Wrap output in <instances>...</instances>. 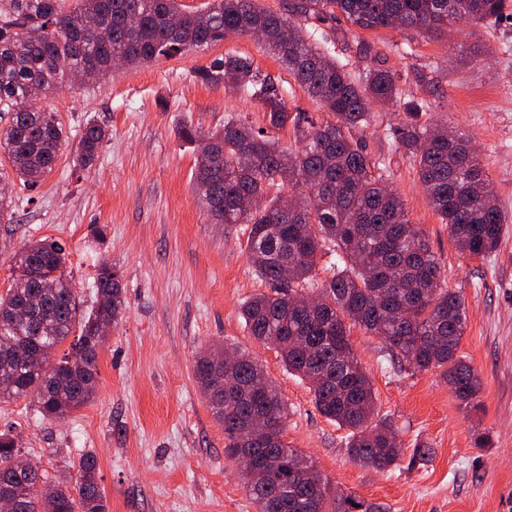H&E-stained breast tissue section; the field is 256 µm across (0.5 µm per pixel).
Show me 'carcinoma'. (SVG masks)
Segmentation results:
<instances>
[{
	"label": "carcinoma",
	"instance_id": "obj_1",
	"mask_svg": "<svg viewBox=\"0 0 512 512\" xmlns=\"http://www.w3.org/2000/svg\"><path fill=\"white\" fill-rule=\"evenodd\" d=\"M0 0V132L25 187L36 189L53 171L63 127L52 112L34 107L32 90L51 92L73 73L101 84L114 69L150 64L209 46L230 36L260 42L335 121L316 123L288 112L285 90L254 67L253 60L226 53L200 71V81L222 84L264 112L266 127L232 114L224 128L207 135L194 191L216 224H247L248 259L273 293L245 302L241 316L251 335L279 353L288 372L308 382L317 409L350 431L349 456L375 470L397 465L401 448L393 423L376 411L375 395L349 342L350 326L382 337L389 355L418 370H439L455 396L474 403L479 374L457 355L467 324L462 297L448 289L445 270L422 232L411 224L401 198L374 173L373 162L348 132L369 123L374 104L406 112L396 129L412 156L420 183L455 248L469 256L494 253L506 216L470 138L439 123H421L423 105L402 97L393 75L375 66L354 79L328 45L338 17L361 30L390 28L424 37L469 21L489 25L506 15L509 0H295L288 16L257 0H210L200 11L181 0ZM292 126L295 147L271 132ZM108 136L87 124L75 165H94ZM247 197L261 202L250 211ZM340 264L321 287L307 290L324 247ZM65 248L34 240L15 258L16 271L36 265L41 278L20 295H0V401L34 392L40 415L63 420L86 405L98 383L101 317L112 323L126 305L116 267L97 269L96 296L80 309L67 273ZM292 278L281 280L283 268ZM67 352L57 355L74 330ZM224 351L200 352L195 377L213 418L224 427V452L236 458L253 450L248 492L258 512H388L383 505L332 487L312 461L288 446L283 431L269 438L250 426L257 413L285 420L284 401L263 368L237 351L231 373L236 392H224ZM10 433L0 434V493L13 512H107L98 462L86 452L78 480H53L40 469L15 465Z\"/></svg>",
	"mask_w": 512,
	"mask_h": 512
}]
</instances>
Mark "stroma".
<instances>
[{
  "mask_svg": "<svg viewBox=\"0 0 512 512\" xmlns=\"http://www.w3.org/2000/svg\"><path fill=\"white\" fill-rule=\"evenodd\" d=\"M373 61L360 59L356 40ZM336 56L353 74L388 69L402 95L427 103L420 119L445 122L472 139L508 222L490 257L459 253L423 192L410 154L391 129L404 114L372 110L352 135L379 162L465 300L468 323L458 353L479 373L477 405L458 400L438 371L394 366L379 337L352 328L353 351L368 375L380 415L393 420L402 454L379 472L347 455L349 432L316 408L308 384L285 369L275 350L250 335L242 304L270 283L246 252L248 227L213 223L193 187L197 152L181 131L208 134L232 113L264 123L256 105L197 74L228 52L249 55L281 80L290 112L315 122L327 111L256 39L233 37L208 48L113 73L102 85L69 83L40 96L67 136L53 172L36 190L23 187L0 153V175L16 202L0 223V294L13 281L16 253L54 239L83 306H91L101 261L114 265L126 301L98 354L97 390L61 421L42 418L35 399L0 402V432L49 477L76 474L95 453L108 512H257L237 460L224 454V429L194 376V358L210 346L235 345L261 363L286 403L285 440L311 458L340 490L389 512H512V19L464 23L440 38L380 28L339 39ZM104 122L108 140L88 169L75 167L86 123ZM485 446H478L477 438ZM429 448V461L417 459Z\"/></svg>",
  "mask_w": 512,
  "mask_h": 512,
  "instance_id": "stroma-1",
  "label": "stroma"
}]
</instances>
